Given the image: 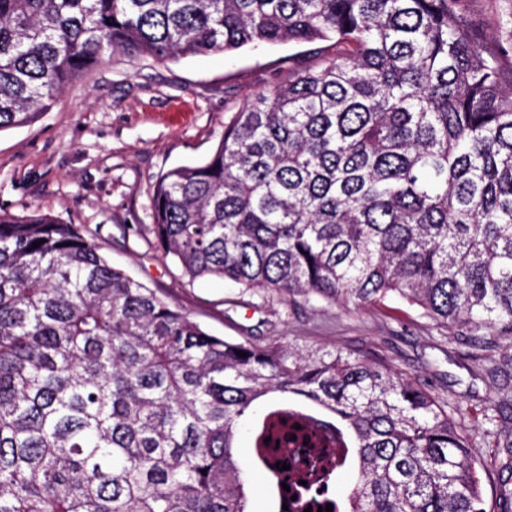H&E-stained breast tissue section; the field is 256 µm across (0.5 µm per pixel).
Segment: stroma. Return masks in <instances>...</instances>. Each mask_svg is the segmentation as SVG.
<instances>
[{
  "mask_svg": "<svg viewBox=\"0 0 512 512\" xmlns=\"http://www.w3.org/2000/svg\"><path fill=\"white\" fill-rule=\"evenodd\" d=\"M468 7L489 43L512 45V0H469ZM317 50L285 42L168 62L113 56L90 78L66 85L32 123L0 132V209L78 225L114 267L213 335L343 350L433 385L465 408L471 454L484 495L495 503L505 459L498 447L512 439V421L488 434L478 428L497 386L447 328L394 297L378 306L292 304L218 280L190 284L154 245L157 177L205 161L234 112L286 82L289 66L315 64Z\"/></svg>",
  "mask_w": 512,
  "mask_h": 512,
  "instance_id": "1",
  "label": "stroma"
}]
</instances>
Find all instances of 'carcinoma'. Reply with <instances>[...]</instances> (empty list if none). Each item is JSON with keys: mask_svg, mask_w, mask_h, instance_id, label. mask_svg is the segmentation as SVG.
<instances>
[{"mask_svg": "<svg viewBox=\"0 0 512 512\" xmlns=\"http://www.w3.org/2000/svg\"><path fill=\"white\" fill-rule=\"evenodd\" d=\"M284 41L333 52L234 113L207 161L158 177V252L190 282L290 302L395 295L462 332L512 410L491 354L512 347V63L466 0H0V130L116 51ZM291 400L322 408L343 449L311 465L356 470L335 512H487L471 435L431 385L212 335L77 225L0 213V512H251V468L277 494L265 438Z\"/></svg>", "mask_w": 512, "mask_h": 512, "instance_id": "cac0c4a2", "label": "carcinoma"}]
</instances>
